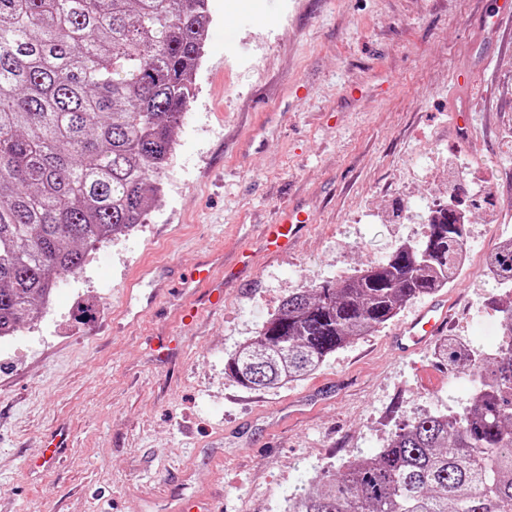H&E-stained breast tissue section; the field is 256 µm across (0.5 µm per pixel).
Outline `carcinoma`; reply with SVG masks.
Returning a JSON list of instances; mask_svg holds the SVG:
<instances>
[{
    "mask_svg": "<svg viewBox=\"0 0 512 512\" xmlns=\"http://www.w3.org/2000/svg\"><path fill=\"white\" fill-rule=\"evenodd\" d=\"M208 23L209 0H0V337L159 201ZM466 239L431 211L423 241L289 294L228 374L249 389L312 374L447 287ZM494 262L511 287L493 301L502 337L488 351L448 342L440 352L473 369L470 405L396 425L387 447L327 472L288 512H512V241Z\"/></svg>",
    "mask_w": 512,
    "mask_h": 512,
    "instance_id": "cac0c4a2",
    "label": "carcinoma"
}]
</instances>
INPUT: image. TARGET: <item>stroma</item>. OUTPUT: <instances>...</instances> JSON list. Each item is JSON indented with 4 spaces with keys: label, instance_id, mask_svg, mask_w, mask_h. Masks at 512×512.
I'll use <instances>...</instances> for the list:
<instances>
[{
    "label": "stroma",
    "instance_id": "1",
    "mask_svg": "<svg viewBox=\"0 0 512 512\" xmlns=\"http://www.w3.org/2000/svg\"><path fill=\"white\" fill-rule=\"evenodd\" d=\"M205 57L158 204L90 251L41 320L0 342V512H285L325 471L375 455L396 425L470 403L473 373L406 358L394 323L337 350L312 375L250 390L226 362L300 288L354 273L423 239L430 208L478 190L467 262L443 293L449 339L489 349L502 335L485 264L512 230V50L492 0H209ZM239 26L225 34L226 17ZM471 75L473 121L455 127L452 77ZM311 88L301 101L292 84ZM263 112L278 129L245 134ZM313 221L285 253L261 235L282 206ZM254 255L241 264V246ZM222 267L224 304L182 331L185 274ZM167 289L137 329L120 314L129 275ZM92 308L82 320L78 312ZM63 435L61 460L40 467Z\"/></svg>",
    "mask_w": 512,
    "mask_h": 512
}]
</instances>
